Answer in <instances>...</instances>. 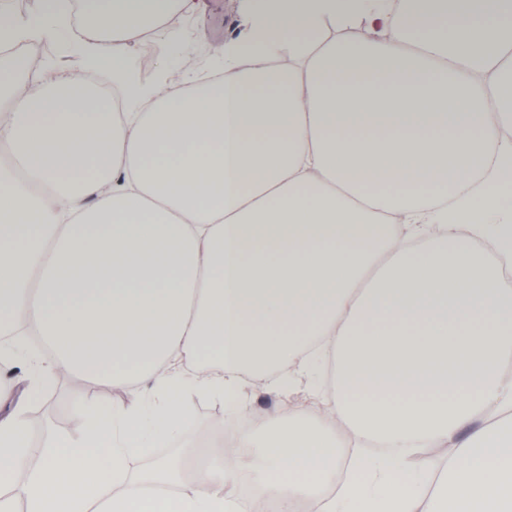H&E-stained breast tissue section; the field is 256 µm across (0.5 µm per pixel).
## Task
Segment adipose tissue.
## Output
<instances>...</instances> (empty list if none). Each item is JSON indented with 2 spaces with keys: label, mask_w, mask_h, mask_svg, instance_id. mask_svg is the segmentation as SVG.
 <instances>
[{
  "label": "adipose tissue",
  "mask_w": 512,
  "mask_h": 512,
  "mask_svg": "<svg viewBox=\"0 0 512 512\" xmlns=\"http://www.w3.org/2000/svg\"><path fill=\"white\" fill-rule=\"evenodd\" d=\"M199 0H92L124 109L80 73L20 96L0 59V332L39 337L53 366L139 382L155 405L100 403L83 431L21 443L42 362L0 414V512H240L251 470L278 512H512V0H297L278 21L245 0L215 47L218 78L138 84L127 49ZM62 0L0 30L55 41ZM334 395L311 420L249 419L191 487L127 460L180 423L185 384L247 413L248 379L310 361ZM194 366L193 375L180 369ZM384 452L354 459L346 440ZM448 454L428 493L410 460Z\"/></svg>",
  "instance_id": "ef3b65f1"
}]
</instances>
